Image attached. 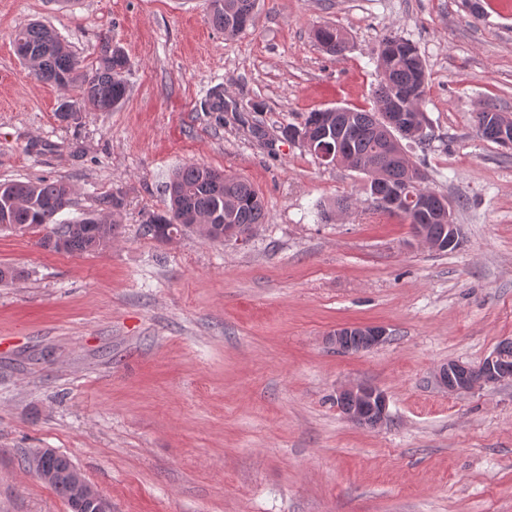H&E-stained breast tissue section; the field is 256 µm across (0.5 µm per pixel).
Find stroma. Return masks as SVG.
I'll list each match as a JSON object with an SVG mask.
<instances>
[{"mask_svg":"<svg viewBox=\"0 0 512 512\" xmlns=\"http://www.w3.org/2000/svg\"><path fill=\"white\" fill-rule=\"evenodd\" d=\"M260 0L227 36L208 0H0V183H69L68 223L120 196L122 233L92 254L0 231V512H70L27 466L66 455L112 512H512V382L459 395L436 373L512 339V148L474 116H512V0ZM51 25L91 65L130 60L112 112L57 115L14 34ZM349 39L339 57L318 26ZM428 71L429 141L402 148L453 205L462 240L437 252L377 209L366 176L283 137L336 106L373 110L381 39ZM219 109L204 105L205 97ZM201 165L251 182L266 219L248 242L141 231L167 185ZM379 324L378 347L326 341ZM377 386L389 421L349 423L337 388ZM315 38L322 49L332 55H342L348 47V40L345 33L331 25L320 26L315 30ZM354 329L358 330L356 336H361L365 341V348L358 350L347 349L346 340L351 335L350 330ZM328 335L330 344L336 345L337 349L346 351V353H361L383 343L388 333L386 328L382 325L368 324L339 326Z\"/></svg>","mask_w":512,"mask_h":512,"instance_id":"stroma-1","label":"stroma"}]
</instances>
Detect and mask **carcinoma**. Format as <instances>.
<instances>
[{"label":"carcinoma","mask_w":512,"mask_h":512,"mask_svg":"<svg viewBox=\"0 0 512 512\" xmlns=\"http://www.w3.org/2000/svg\"><path fill=\"white\" fill-rule=\"evenodd\" d=\"M212 26L229 36L247 31L254 23L258 0H209ZM315 38L322 49L332 55L343 54L348 47L345 33L331 25L315 30ZM381 44H394L398 54L390 58H377L380 80L376 90L378 108L375 112L351 110L347 120H336V113L327 110L308 113L302 122L291 124L286 132H308L321 121L336 130L335 147L345 161L361 163L374 171L370 178V195L376 205L388 210L383 201L389 199L398 188L421 197L433 196L435 192L424 186V180L409 173L405 162L389 154L385 131L379 123V113L386 104L404 94L409 106L416 108L425 95L427 79L416 81L415 67L407 58L406 51L419 56L417 47L397 33L386 35ZM17 52L30 57L34 74L40 80L61 88L76 87L79 102L98 112H112L119 108L127 97L128 85L125 73L129 60L125 52L111 45L104 46L98 66L87 71L79 66L74 53L51 27L32 23L15 35ZM211 169L189 165L179 170L167 186L170 197L169 209L152 216L142 225L144 234L158 240H168L174 233L196 231L195 222L206 218L212 224L204 238L211 241L224 240V227L234 226L247 240L265 221L262 197L245 179L224 175V181L213 182ZM71 186L63 180L37 179L5 183L0 191V218L20 226L25 232L35 227L52 225L51 230L40 239L45 249L66 253H88L103 251L112 246L121 225L97 217L90 222L86 217L69 224H59L56 215L69 206ZM408 224H419L428 238L435 242L448 241V218L438 207L432 205L425 211L401 206L398 210ZM46 465L55 470L57 479L52 488L67 502L71 512H93L85 505L72 502L70 482L64 458L51 456Z\"/></svg>","instance_id":"carcinoma-1"}]
</instances>
